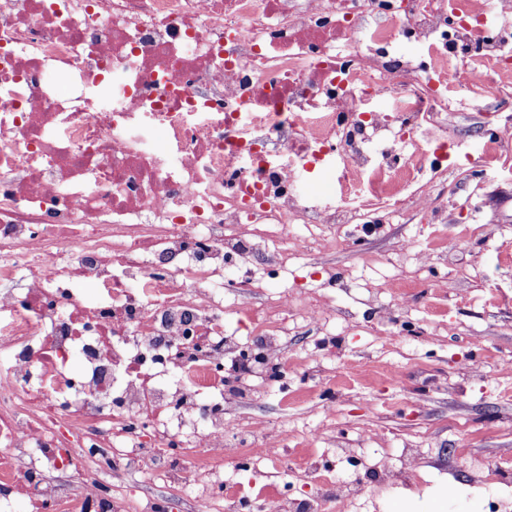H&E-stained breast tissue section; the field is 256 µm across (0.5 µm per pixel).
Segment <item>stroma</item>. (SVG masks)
Instances as JSON below:
<instances>
[{
    "label": "stroma",
    "mask_w": 512,
    "mask_h": 512,
    "mask_svg": "<svg viewBox=\"0 0 512 512\" xmlns=\"http://www.w3.org/2000/svg\"><path fill=\"white\" fill-rule=\"evenodd\" d=\"M463 107L447 149L420 126L418 144L436 152L435 169L420 186L448 205V221L429 223L405 211L391 224H347L345 244L305 237L290 271L258 265L263 287L246 300L265 309L283 295L307 293L329 318L281 341L288 365V397L268 386L251 399L225 404V416L261 426L271 456L255 455L248 470L224 465V484L250 494L268 484L292 497L315 495L317 483L300 468L314 457L336 482L366 484L350 512H394L399 498L412 512H487L489 495H512V373L498 359L512 357V177L488 179L471 165L490 142L512 153V109L485 112L480 95L461 87ZM419 278H411V269ZM396 279L405 301L384 313L390 290L362 288L358 272ZM401 334L392 342V334ZM323 433L310 446L311 430ZM420 452L414 477L376 481L386 456L399 466L404 449ZM477 457L501 466L500 479L478 485L465 468ZM454 485L453 498L442 491Z\"/></svg>",
    "instance_id": "stroma-1"
}]
</instances>
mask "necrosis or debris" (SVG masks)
Listing matches in <instances>:
<instances>
[{"mask_svg":"<svg viewBox=\"0 0 512 512\" xmlns=\"http://www.w3.org/2000/svg\"><path fill=\"white\" fill-rule=\"evenodd\" d=\"M506 20L512 0H0V512H121L115 482L189 448L165 478L210 512H345L361 485L225 488L224 364L274 367L288 307L237 303L242 342L224 295L261 287L257 256L288 267L289 225L385 223L373 197L432 163L413 130L462 106L449 48L511 107Z\"/></svg>","mask_w":512,"mask_h":512,"instance_id":"necrosis-or-debris-1","label":"necrosis or debris"}]
</instances>
